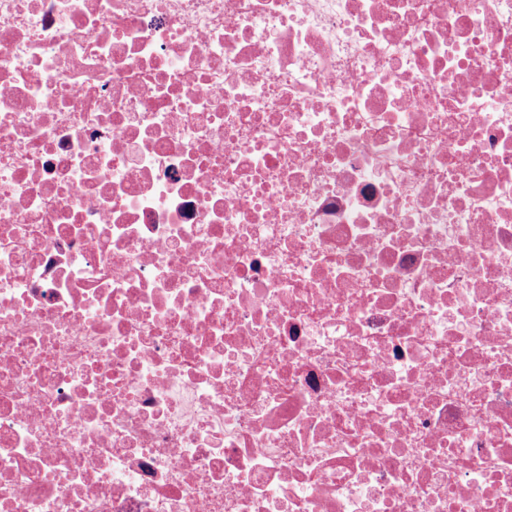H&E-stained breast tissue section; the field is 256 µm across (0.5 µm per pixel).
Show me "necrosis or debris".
<instances>
[{"mask_svg":"<svg viewBox=\"0 0 512 512\" xmlns=\"http://www.w3.org/2000/svg\"><path fill=\"white\" fill-rule=\"evenodd\" d=\"M0 512H512V0H0Z\"/></svg>","mask_w":512,"mask_h":512,"instance_id":"4bbe7bcc","label":"necrosis or debris"}]
</instances>
